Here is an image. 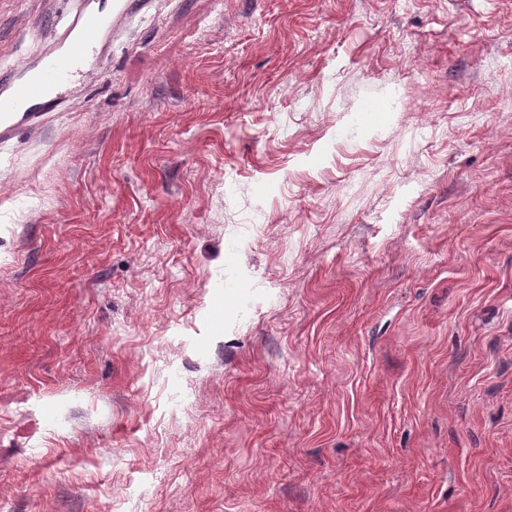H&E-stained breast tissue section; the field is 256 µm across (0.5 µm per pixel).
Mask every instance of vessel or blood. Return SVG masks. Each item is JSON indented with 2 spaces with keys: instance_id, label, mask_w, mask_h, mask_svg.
Here are the masks:
<instances>
[{
  "instance_id": "vessel-or-blood-1",
  "label": "vessel or blood",
  "mask_w": 512,
  "mask_h": 512,
  "mask_svg": "<svg viewBox=\"0 0 512 512\" xmlns=\"http://www.w3.org/2000/svg\"><path fill=\"white\" fill-rule=\"evenodd\" d=\"M145 5V0H112L113 24L129 22ZM104 22L100 10L84 6L62 20L57 49L44 54L37 69L21 61L0 72V141L17 133L14 114L34 119L40 111L59 105L56 90L83 74L85 59L94 51Z\"/></svg>"
}]
</instances>
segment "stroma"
Returning a JSON list of instances; mask_svg holds the SVG:
<instances>
[{
  "mask_svg": "<svg viewBox=\"0 0 512 512\" xmlns=\"http://www.w3.org/2000/svg\"><path fill=\"white\" fill-rule=\"evenodd\" d=\"M85 67L0 142V512H512V0H151Z\"/></svg>",
  "mask_w": 512,
  "mask_h": 512,
  "instance_id": "1",
  "label": "stroma"
}]
</instances>
